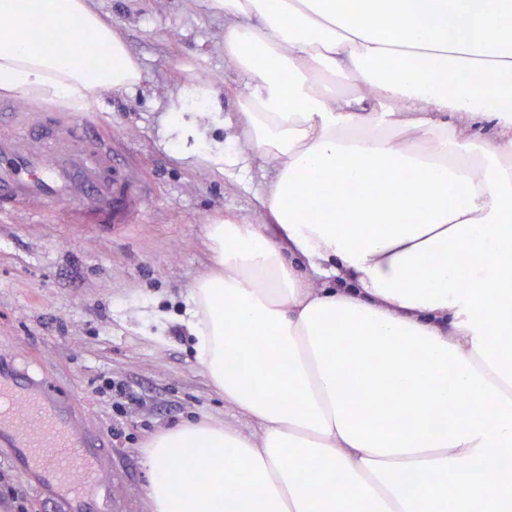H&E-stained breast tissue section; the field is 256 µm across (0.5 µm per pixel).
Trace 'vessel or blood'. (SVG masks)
Masks as SVG:
<instances>
[{
  "instance_id": "b4317fda",
  "label": "vessel or blood",
  "mask_w": 512,
  "mask_h": 512,
  "mask_svg": "<svg viewBox=\"0 0 512 512\" xmlns=\"http://www.w3.org/2000/svg\"><path fill=\"white\" fill-rule=\"evenodd\" d=\"M55 201L67 203V223L115 229L131 223L142 195L97 123L80 114L46 122L36 110L0 103V219H35ZM53 390L49 377L0 372V440L12 445L9 462L63 512H112V489L96 479L105 442L81 435Z\"/></svg>"
}]
</instances>
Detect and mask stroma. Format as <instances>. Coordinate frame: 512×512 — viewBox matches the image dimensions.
Here are the masks:
<instances>
[{
    "label": "stroma",
    "mask_w": 512,
    "mask_h": 512,
    "mask_svg": "<svg viewBox=\"0 0 512 512\" xmlns=\"http://www.w3.org/2000/svg\"><path fill=\"white\" fill-rule=\"evenodd\" d=\"M142 70L125 94H105L94 116L139 174L143 203L123 230L62 220L0 222V370L51 375L82 433L106 436L100 471L120 512H151L144 445L188 421L258 427L210 384L192 352L188 296L210 269L206 227L224 217L259 224L256 197L274 169L257 159L201 163L177 146L168 109L192 86L216 104L187 99L201 150H224V123L244 79L224 57V19L203 0H93ZM130 385L137 403L117 412L96 393L101 377ZM0 512H54L45 494L0 464Z\"/></svg>",
    "instance_id": "stroma-1"
}]
</instances>
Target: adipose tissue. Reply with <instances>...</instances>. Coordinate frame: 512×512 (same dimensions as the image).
I'll use <instances>...</instances> for the list:
<instances>
[{"label": "adipose tissue", "mask_w": 512, "mask_h": 512, "mask_svg": "<svg viewBox=\"0 0 512 512\" xmlns=\"http://www.w3.org/2000/svg\"><path fill=\"white\" fill-rule=\"evenodd\" d=\"M261 224L208 225L196 358L258 439L154 436L152 512H512V13L208 0ZM0 95L74 111L138 61L90 0H0ZM91 30L93 67L29 38ZM323 278L313 288L302 275Z\"/></svg>", "instance_id": "adipose-tissue-1"}]
</instances>
